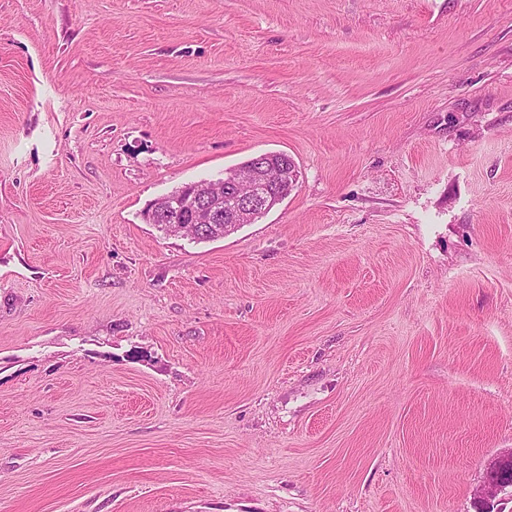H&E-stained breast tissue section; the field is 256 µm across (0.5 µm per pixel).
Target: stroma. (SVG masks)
<instances>
[{"instance_id": "stroma-1", "label": "stroma", "mask_w": 512, "mask_h": 512, "mask_svg": "<svg viewBox=\"0 0 512 512\" xmlns=\"http://www.w3.org/2000/svg\"><path fill=\"white\" fill-rule=\"evenodd\" d=\"M509 449L512 0H0V512H475ZM277 156L279 162H272ZM254 172L251 176L247 194H243L238 184V169L224 173V178L202 181L182 186L176 193L164 197L151 206L147 218L150 223L170 233L162 224H170L177 229L182 224H201L207 226L205 235L194 238L197 241H210L224 238L234 232L240 225L263 216L286 198L284 182L296 186L298 169L291 157L284 153H262L253 161ZM286 185V187L288 186ZM189 208L182 213L181 212ZM248 222V223H249ZM231 225L225 230L224 225Z\"/></svg>"}]
</instances>
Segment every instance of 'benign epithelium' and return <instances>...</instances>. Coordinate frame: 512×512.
Masks as SVG:
<instances>
[{"label":"benign epithelium","instance_id":"1","mask_svg":"<svg viewBox=\"0 0 512 512\" xmlns=\"http://www.w3.org/2000/svg\"><path fill=\"white\" fill-rule=\"evenodd\" d=\"M277 157V163L272 162L270 153L259 154L253 159L254 172L245 194L239 189V170L233 169L220 179L182 186L176 193L152 205L147 218L152 224H168L176 229L182 222L181 212L189 208L194 222L203 227L241 224L245 219L253 222L286 198L284 184L294 186L298 182V169L293 159L284 153ZM511 462L512 451L488 463L477 500L490 504L512 499V481L501 476L502 469Z\"/></svg>","mask_w":512,"mask_h":512}]
</instances>
